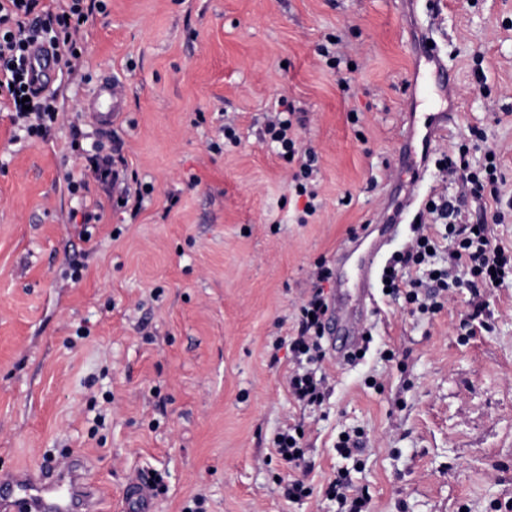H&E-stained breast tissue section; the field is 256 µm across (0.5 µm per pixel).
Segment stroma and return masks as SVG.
<instances>
[{"label":"stroma","instance_id":"stroma-1","mask_svg":"<svg viewBox=\"0 0 512 512\" xmlns=\"http://www.w3.org/2000/svg\"><path fill=\"white\" fill-rule=\"evenodd\" d=\"M421 33L456 75L450 96L414 68ZM83 36L88 63L52 80L60 116L44 139H15L0 112V471L82 457L100 512L139 472L162 477L153 512L198 495L201 512H339L322 489L341 473L369 512L512 503V285L414 314L401 298L364 302L342 259L385 236L386 264L418 204L460 196L433 160L463 144L472 164L497 156L493 236L512 245V0H108ZM331 37L336 70L317 52ZM106 80L123 92L108 125L88 110ZM280 99L317 155L311 216L264 138ZM449 108L413 180L403 135ZM228 122L238 144L222 140ZM77 132L151 186L138 214L93 179L70 193ZM77 211L101 216L90 238ZM321 259L347 272V315L369 343L346 363L343 337L324 336L328 394L305 407L288 393V338ZM298 420L314 493L293 503L272 441ZM342 434L361 451L337 455Z\"/></svg>","mask_w":512,"mask_h":512}]
</instances>
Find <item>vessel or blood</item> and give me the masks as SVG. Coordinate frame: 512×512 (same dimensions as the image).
<instances>
[{
  "instance_id": "obj_1",
  "label": "vessel or blood",
  "mask_w": 512,
  "mask_h": 512,
  "mask_svg": "<svg viewBox=\"0 0 512 512\" xmlns=\"http://www.w3.org/2000/svg\"><path fill=\"white\" fill-rule=\"evenodd\" d=\"M418 49L427 60L431 74L445 89H452L454 78L444 64L436 47L426 37H419ZM31 66L36 86L47 83V73L54 58L44 47H34ZM455 115L435 113L421 140L420 153L429 156L435 143L447 137ZM153 491L146 481L134 478L127 485L124 497L126 512H151ZM96 490L83 481L75 462L41 466L38 472L17 470L0 477V512H97Z\"/></svg>"
}]
</instances>
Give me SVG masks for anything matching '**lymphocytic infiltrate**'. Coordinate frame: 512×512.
Listing matches in <instances>:
<instances>
[{
    "mask_svg": "<svg viewBox=\"0 0 512 512\" xmlns=\"http://www.w3.org/2000/svg\"><path fill=\"white\" fill-rule=\"evenodd\" d=\"M105 0H0V111H9L16 130L24 139L43 138L48 128L59 117L56 95L49 90H35L30 73L29 56L34 44L52 48L57 62L67 71L83 67L88 47L83 29L93 13H105ZM303 120L287 101H279L278 109L268 124V132L283 154L299 162L292 176L291 189L295 195L307 197V214H314L316 191L310 184L313 158L298 145L297 130ZM467 148L442 155L436 165L439 171L460 176L477 199L499 201L504 176L495 153H487L481 168H471ZM444 220L448 233L455 237L456 247L449 256V266L433 269L429 280L433 292L449 288H468L479 291L512 281V250L500 245L491 235L492 224L504 221L501 211H494L491 224L478 226L463 223L461 212L452 201L428 200L419 213L413 230V245L404 253L393 256L381 274L382 287L405 290L406 301L413 310L422 313L440 311L439 302L428 303L420 297L421 281H407L399 275L405 265L427 264L429 251L436 241L430 232L432 224ZM328 303L321 289L304 300L298 309L295 334L288 348L295 357L311 362L309 370L292 372L288 377V391L306 406L321 405L325 398L324 378L318 377L314 366L324 358L321 340L325 333L324 318Z\"/></svg>",
    "mask_w": 512,
    "mask_h": 512,
    "instance_id": "obj_1",
    "label": "lymphocytic infiltrate"
}]
</instances>
